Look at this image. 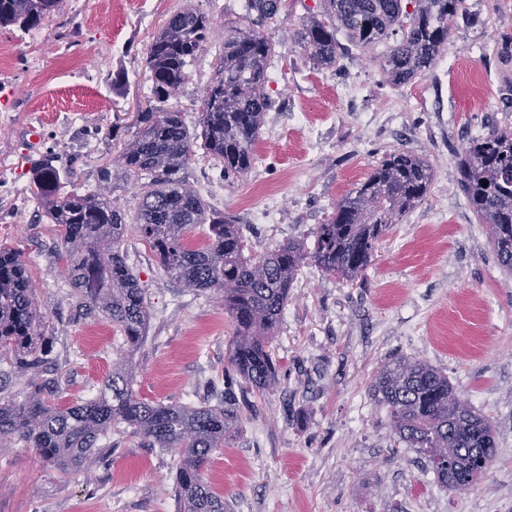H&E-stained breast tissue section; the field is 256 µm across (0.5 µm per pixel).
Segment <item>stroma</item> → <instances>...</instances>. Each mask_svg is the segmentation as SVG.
I'll use <instances>...</instances> for the list:
<instances>
[{"instance_id":"stroma-1","label":"stroma","mask_w":512,"mask_h":512,"mask_svg":"<svg viewBox=\"0 0 512 512\" xmlns=\"http://www.w3.org/2000/svg\"><path fill=\"white\" fill-rule=\"evenodd\" d=\"M188 4L214 18L206 49L169 101L191 125L245 0H62L38 28L0 31V43L13 49L0 65V87L14 90L0 96V243L26 254L40 331L68 361L63 401L95 395L122 361L132 363L134 389L150 401L197 406L228 384L246 390L240 427L207 472L226 512H512V272L499 264L488 233L472 234L480 219L456 182L468 139L512 128L495 55L512 38V0H465L469 18L452 24L447 50L404 85L387 82L353 49L331 68L309 60L295 34L319 0H286L269 24L274 106L254 144V169L227 179L212 161L188 165L190 185L208 206L234 216L252 253L289 239L313 244L317 226L386 151H413L434 169L426 200L390 227L363 278L301 265L270 345L278 385L269 393L225 372L234 327L219 292L166 277L135 234L121 249L150 306L143 345L128 351L102 318L72 322L57 227L40 222L27 191L51 145L60 166L81 159L90 187L100 159H113L112 200L136 212L139 184L115 159L134 135L137 112L153 100L148 47ZM118 71L121 86L112 83ZM308 124L324 151L308 147ZM267 193L280 199V223L255 215ZM396 357L438 368L491 417L497 455L470 492L442 490L423 456L398 444L386 409L372 399L374 374ZM112 442V459L92 483L34 449L0 447V512H178L176 453L126 433H113Z\"/></svg>"}]
</instances>
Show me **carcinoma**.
<instances>
[{
    "mask_svg": "<svg viewBox=\"0 0 512 512\" xmlns=\"http://www.w3.org/2000/svg\"><path fill=\"white\" fill-rule=\"evenodd\" d=\"M61 0H0V27L32 30L53 16ZM280 0H247L244 19L224 37L216 73L205 89L196 131L183 113L166 107L185 83L187 67L205 49L211 17L195 8L175 13L153 39L147 67L157 105L137 112L136 132L117 162L139 180L134 220L118 208L112 163L97 167V189L87 191L76 168L62 172L57 153L43 152L29 192L44 218L59 227L57 252L67 272L72 320L105 318L136 350L149 318L145 290L126 263L121 243L133 231L155 252L164 273L196 291L224 294L234 324L229 364L257 389L275 383L270 340L282 317L296 272L307 259L349 280L360 278L374 259L375 244L426 199L431 164L405 149H393L337 203L331 221L315 232L313 250L295 239L259 256L244 253L234 219L210 209L186 180L194 144L222 164L224 176L243 178L253 169V146L273 101L266 92L273 43L261 30L274 19ZM468 18L464 0H319V10L301 24L296 41L317 65H336L338 28L356 46L385 41L377 60L383 76L407 84L430 70L448 48L457 18ZM458 186L487 224L501 266L512 270V131L490 128L469 139L457 161ZM488 182L483 187L481 183ZM208 225L207 241L193 247L185 236ZM41 315L22 250L0 244V356L10 355L0 382L26 379L21 402L0 397V444L10 437L35 449L56 468L89 472L112 447V425L124 423L151 448L176 450L175 486L180 512H224V497L205 479L213 453L240 424L235 397L216 405H167L139 397L134 367L112 368L98 393L62 404L59 374L65 361L53 354L38 326ZM375 403L388 411L399 441L425 455L442 489L465 493L496 457L487 416L459 397L448 376L425 361L398 357L382 366L371 385Z\"/></svg>",
    "mask_w": 512,
    "mask_h": 512,
    "instance_id": "carcinoma-1",
    "label": "carcinoma"
}]
</instances>
